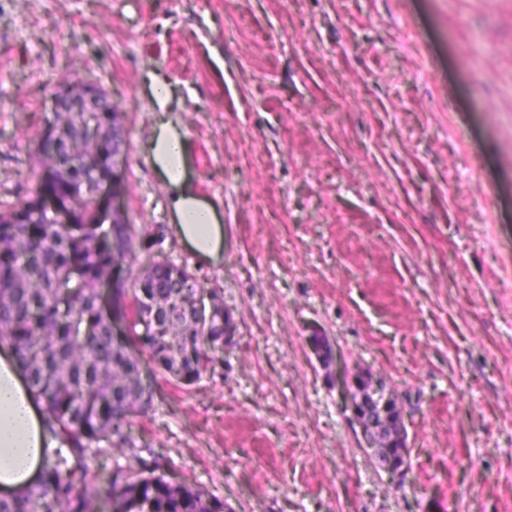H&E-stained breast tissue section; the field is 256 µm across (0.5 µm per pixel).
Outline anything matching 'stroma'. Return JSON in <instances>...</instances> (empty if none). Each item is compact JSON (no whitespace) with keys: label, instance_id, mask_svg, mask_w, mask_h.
Masks as SVG:
<instances>
[{"label":"stroma","instance_id":"obj_1","mask_svg":"<svg viewBox=\"0 0 512 512\" xmlns=\"http://www.w3.org/2000/svg\"><path fill=\"white\" fill-rule=\"evenodd\" d=\"M79 80L126 140L127 283L187 265L236 327L191 386L141 356L130 430L167 481L231 512H512V0H0V213ZM162 116L219 261L173 230L144 153ZM360 371L403 411V478L345 408Z\"/></svg>","mask_w":512,"mask_h":512}]
</instances>
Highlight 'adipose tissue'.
I'll return each instance as SVG.
<instances>
[{"instance_id":"adipose-tissue-1","label":"adipose tissue","mask_w":512,"mask_h":512,"mask_svg":"<svg viewBox=\"0 0 512 512\" xmlns=\"http://www.w3.org/2000/svg\"><path fill=\"white\" fill-rule=\"evenodd\" d=\"M145 151L168 189V203L180 239L204 262L224 250V229L214 209L184 178L187 141L172 121L161 122ZM12 351L0 352V491L17 495L33 483L45 449L54 447Z\"/></svg>"}]
</instances>
